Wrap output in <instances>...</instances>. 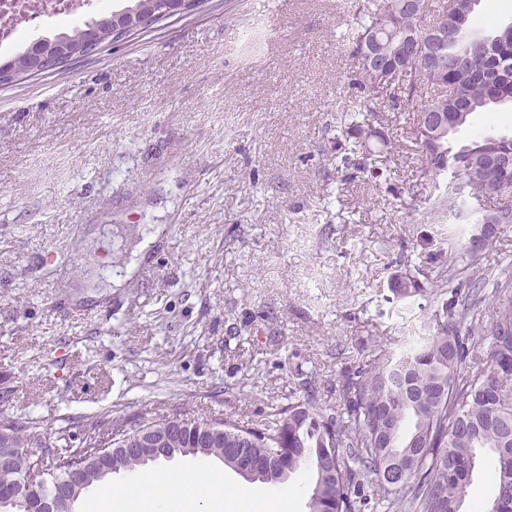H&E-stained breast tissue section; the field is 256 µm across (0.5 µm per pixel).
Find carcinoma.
Wrapping results in <instances>:
<instances>
[{
    "label": "carcinoma",
    "instance_id": "1",
    "mask_svg": "<svg viewBox=\"0 0 512 512\" xmlns=\"http://www.w3.org/2000/svg\"><path fill=\"white\" fill-rule=\"evenodd\" d=\"M152 0L131 5L42 38L56 62L72 53L84 58L112 43L114 18L122 16L146 27L155 24ZM434 0H420L419 11L404 0H366L356 16L349 41L352 86L361 108L344 112L340 126L349 137L372 135L369 115L395 81H403L406 105L417 106L412 137L427 168L440 182L432 207L482 225L481 237L448 239V259L439 266L433 288L417 277L396 280L392 294L410 299L428 292L438 305L424 316L421 335L405 336L397 347L370 333L360 338L370 348L358 366L342 377L334 406L318 405L316 390L285 406L273 405L261 420L244 425L235 414L224 421L199 419L182 407L179 436L169 440L162 422L149 409L131 421L103 419L87 430L79 448L59 447L31 419L0 418V448L45 450L46 484L19 495L9 512H28L64 476L57 461L80 455L103 435L130 439L153 430L154 439L176 455L217 456L241 448L256 480L281 483L279 453L288 455V473L311 466L309 512H460L479 457L492 462L500 512H512V307L504 306L485 322L486 309L512 287L480 266L496 226L512 223V204L495 208L486 201L512 194V135L480 133L456 147L450 136L475 112H492L512 103V31L467 12L466 0H447L438 18L445 21L444 45L423 36L425 17ZM485 25L498 32V43L480 52L471 28ZM95 30L97 47L86 44ZM433 113L437 123L426 120ZM35 457L16 454L0 465V486L30 468ZM145 466L134 456H108L87 467L84 481L101 482L102 468L134 471Z\"/></svg>",
    "mask_w": 512,
    "mask_h": 512
}]
</instances>
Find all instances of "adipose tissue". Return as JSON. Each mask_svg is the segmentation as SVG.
<instances>
[{
    "mask_svg": "<svg viewBox=\"0 0 512 512\" xmlns=\"http://www.w3.org/2000/svg\"><path fill=\"white\" fill-rule=\"evenodd\" d=\"M86 512H262L258 496L225 484L220 473L186 470L138 472L117 487H105Z\"/></svg>",
    "mask_w": 512,
    "mask_h": 512,
    "instance_id": "ef3b65f1",
    "label": "adipose tissue"
}]
</instances>
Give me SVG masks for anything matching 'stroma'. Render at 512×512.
<instances>
[{"instance_id": "1", "label": "stroma", "mask_w": 512, "mask_h": 512, "mask_svg": "<svg viewBox=\"0 0 512 512\" xmlns=\"http://www.w3.org/2000/svg\"><path fill=\"white\" fill-rule=\"evenodd\" d=\"M345 0H202L66 70L0 85V417L79 446L189 406L249 420L335 401L367 329L403 334L463 220L432 215L416 117L383 96L385 177L344 168ZM512 135V104L455 134Z\"/></svg>"}]
</instances>
